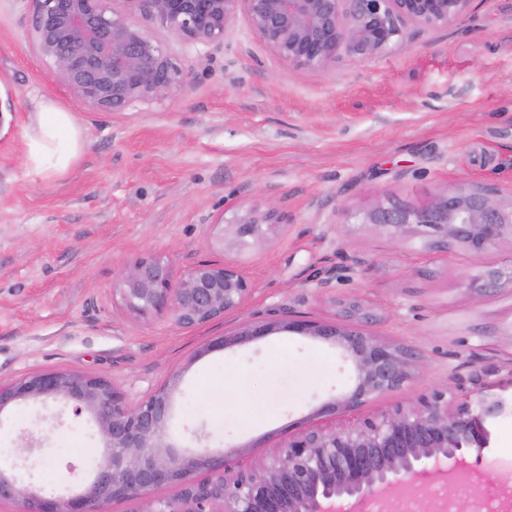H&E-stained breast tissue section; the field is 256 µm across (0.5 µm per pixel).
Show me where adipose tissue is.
<instances>
[{
	"label": "adipose tissue",
	"mask_w": 512,
	"mask_h": 512,
	"mask_svg": "<svg viewBox=\"0 0 512 512\" xmlns=\"http://www.w3.org/2000/svg\"><path fill=\"white\" fill-rule=\"evenodd\" d=\"M31 125L26 136V161L37 172H65L77 159L83 132L71 113L62 110L55 101L44 96L29 101Z\"/></svg>",
	"instance_id": "1"
}]
</instances>
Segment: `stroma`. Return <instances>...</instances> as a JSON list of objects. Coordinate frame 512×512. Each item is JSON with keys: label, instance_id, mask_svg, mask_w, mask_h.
Wrapping results in <instances>:
<instances>
[{"label": "stroma", "instance_id": "1", "mask_svg": "<svg viewBox=\"0 0 512 512\" xmlns=\"http://www.w3.org/2000/svg\"><path fill=\"white\" fill-rule=\"evenodd\" d=\"M28 0H0V382L51 370L103 377L139 401L173 390L180 445L223 448L230 473L315 426L347 428L431 389L456 408L480 388L510 412L488 419L478 468L512 473V291L481 296L460 247L426 250L348 224L345 211L387 199L426 203L458 180L512 184V0H475L445 28L412 25L371 60L339 56L294 70L239 13L217 45L173 41L188 85L177 98L118 112L86 106L36 54ZM71 112L84 150L66 172L26 163L29 99ZM276 210L265 237L241 246L220 225ZM223 243H216V236ZM153 252L181 277L203 260L234 261L251 286L238 310L191 329L122 312V270ZM370 257L366 267L350 257ZM358 299L366 333L418 356L399 388L328 412L355 375L339 350L279 330L208 350L246 323L288 314L332 322ZM27 457L25 483L65 492L103 451L89 416L63 402L0 412V465Z\"/></svg>", "mask_w": 512, "mask_h": 512}]
</instances>
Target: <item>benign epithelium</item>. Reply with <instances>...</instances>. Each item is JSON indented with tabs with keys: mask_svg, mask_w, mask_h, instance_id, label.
I'll return each mask as SVG.
<instances>
[{
	"mask_svg": "<svg viewBox=\"0 0 512 512\" xmlns=\"http://www.w3.org/2000/svg\"><path fill=\"white\" fill-rule=\"evenodd\" d=\"M120 1L123 6L115 7ZM29 36L64 85L90 107L117 112L138 103L177 97L188 72L167 42L203 45L224 41L239 11H245L260 41L288 67H325L343 52L370 59L406 38L405 23L446 27L473 0H28ZM512 186L460 181L419 206L388 200L349 215L359 224L422 229L424 248L462 247L478 264L466 285L479 293L512 288V268L485 261L503 239H512ZM272 210L236 214L229 221L236 242L265 234ZM119 308L143 319L167 317L192 328L224 317L246 302L250 285L233 261H200L173 281L171 265L158 255L137 259L117 278ZM361 303L344 310L341 325L302 316L248 327L209 343L223 349L285 329L341 350L355 370L354 387L333 406L348 410L391 391L407 379L413 353L359 325ZM63 401L73 415L88 414L103 440L101 460L80 490L45 495L21 484L17 462L0 467V502L23 499V512H109L115 501L138 504L134 512H342L405 484L423 485L437 464L450 475L487 447L484 423L506 411L504 401L479 397L448 411L447 390L435 389L417 404L365 418L348 429L311 428L288 440L275 455L260 458L234 476L226 474L224 451H196L168 438L173 393L161 387L132 403L108 380L74 371H48L0 384V413L11 404ZM165 486L170 497H154Z\"/></svg>",
	"mask_w": 512,
	"mask_h": 512,
	"instance_id": "benign-epithelium-1",
	"label": "benign epithelium"
}]
</instances>
